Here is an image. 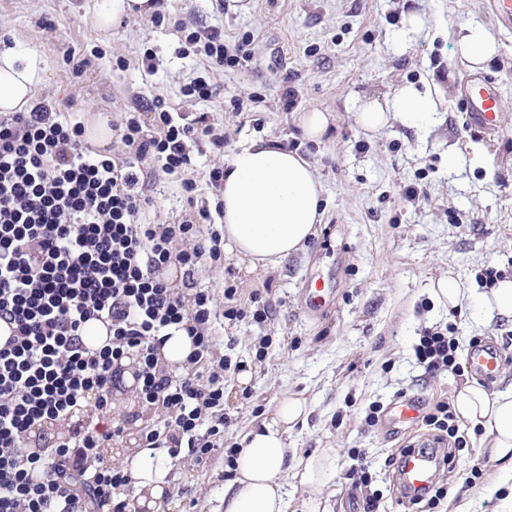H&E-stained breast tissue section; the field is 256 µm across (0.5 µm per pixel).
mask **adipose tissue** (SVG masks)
Here are the masks:
<instances>
[{"mask_svg":"<svg viewBox=\"0 0 512 512\" xmlns=\"http://www.w3.org/2000/svg\"><path fill=\"white\" fill-rule=\"evenodd\" d=\"M453 49L478 69L498 53L493 31L478 22L461 25L452 36ZM40 82L37 59L20 46L0 49V112L29 110ZM442 88L422 93L401 87L381 97L356 103V121L374 135L395 121L437 113ZM324 187L311 163L274 139H252L224 160V237L231 251L251 267L275 268L301 251L321 223ZM460 419L481 432L480 446L494 468L485 495L499 497L501 512H512V385L488 393L478 383H465L456 393ZM304 400L283 398L273 415L246 437L235 459V477L224 488V512H288L284 475L288 469V434L305 420ZM336 455L325 448L308 457L296 476L309 492L307 512H319L320 494ZM139 512H160L172 459L156 448L138 449L132 459Z\"/></svg>","mask_w":512,"mask_h":512,"instance_id":"ef3b65f1","label":"adipose tissue"}]
</instances>
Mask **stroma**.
Returning a JSON list of instances; mask_svg holds the SVG:
<instances>
[{"mask_svg":"<svg viewBox=\"0 0 512 512\" xmlns=\"http://www.w3.org/2000/svg\"><path fill=\"white\" fill-rule=\"evenodd\" d=\"M224 2L218 15L210 0H167L162 23L130 17L104 32L94 21L97 0H0V46L18 43L36 54L43 75L38 100L67 106L69 119L86 123L99 113L115 119L141 95L161 97L173 112L207 115L226 145L196 161L193 177L204 200L214 198L210 170L248 139H280L311 161L324 185L325 215L303 251L281 267L252 270L228 250L222 262H204L194 276L215 306H223L228 284L241 305L256 292L271 303L264 322L214 325L218 351L239 365L224 395L231 417L224 443L244 446L282 398L304 399L309 415L288 436L289 471L320 449H335L321 498L328 512H358L348 471L355 452H364L372 474L367 491L378 497L379 512H400L390 459L430 435L425 415L438 400L454 398L471 374V341L502 350L497 373L482 381L487 391L512 383V327L487 323L474 305L460 313L438 307L429 291L448 272L475 297L485 291L481 270L512 277V26L496 19L490 0ZM414 7L426 27L398 49L394 35ZM469 21L491 27L500 45L483 68L496 79L501 102L490 132L470 126L460 106L470 69L452 53L451 35ZM187 27L223 29L230 42L251 38L252 61L205 74L187 50ZM146 53L158 60L154 71L137 66ZM86 54L90 66L74 76L69 57ZM121 59L128 68L118 67ZM200 76L213 86L205 102L183 93ZM433 81L445 91L434 124L396 122L375 136L358 125L355 99ZM288 85L299 96L287 111L281 96ZM313 109L334 117L331 133L319 141L307 139L297 122ZM452 146L460 153L453 168ZM411 182L419 199L402 193ZM152 195L144 222L168 224L189 211L179 181H157ZM317 285L325 292L315 309L308 290ZM446 324L460 338V371L425 375L413 347L425 329ZM408 399L420 402L422 419L394 421L391 407ZM374 403L382 410L370 427L364 418ZM457 438L456 466L440 477L447 499L431 512H444L450 499L469 501L471 512H499L498 498L479 494L492 467L478 430L458 424ZM227 469L224 450L203 469L175 460L167 495L173 512H220Z\"/></svg>","mask_w":512,"mask_h":512,"instance_id":"obj_1","label":"stroma"}]
</instances>
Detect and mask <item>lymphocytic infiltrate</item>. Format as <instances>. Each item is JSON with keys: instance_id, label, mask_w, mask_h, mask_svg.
<instances>
[{"instance_id": "1", "label": "lymphocytic infiltrate", "mask_w": 512, "mask_h": 512, "mask_svg": "<svg viewBox=\"0 0 512 512\" xmlns=\"http://www.w3.org/2000/svg\"><path fill=\"white\" fill-rule=\"evenodd\" d=\"M185 41L205 70L222 71L251 60L249 40L226 42L222 30L188 32ZM123 155L88 147L85 126L41 102L27 112L0 113V321L14 323L16 339L0 349V512H134L133 469L101 456L122 434L109 414L124 358L137 364V395L162 409L143 433L145 447L191 456L198 467L226 450L224 389L232 361L217 353L214 320H263L233 300L216 310L209 292L192 282L200 264L222 257L219 233H203L208 207L171 224L140 220L157 176L186 178L195 154L223 151L224 137L173 116L160 97H138L112 125ZM179 267L186 282L167 277ZM110 333L100 347L87 344L88 321ZM186 332L193 350L180 374L160 356L170 328ZM459 341L425 331L414 348L426 374L457 372ZM91 404L84 425L65 440L29 447L28 432L65 423Z\"/></svg>"}]
</instances>
